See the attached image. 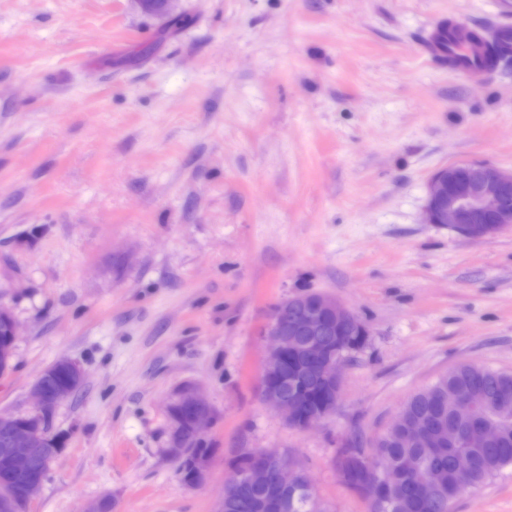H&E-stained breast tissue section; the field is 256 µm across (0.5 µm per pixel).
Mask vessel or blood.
I'll list each match as a JSON object with an SVG mask.
<instances>
[{
    "mask_svg": "<svg viewBox=\"0 0 512 512\" xmlns=\"http://www.w3.org/2000/svg\"><path fill=\"white\" fill-rule=\"evenodd\" d=\"M428 47L430 51L452 57L456 67L473 79L485 74L493 63L490 44L484 33L451 20L430 33Z\"/></svg>",
    "mask_w": 512,
    "mask_h": 512,
    "instance_id": "1",
    "label": "vessel or blood"
}]
</instances>
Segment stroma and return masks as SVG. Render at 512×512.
I'll return each mask as SVG.
<instances>
[{
  "mask_svg": "<svg viewBox=\"0 0 512 512\" xmlns=\"http://www.w3.org/2000/svg\"><path fill=\"white\" fill-rule=\"evenodd\" d=\"M502 0H0V306L19 326L0 412L59 358L85 381L30 512H218L228 460L281 448L333 512H368L337 451L462 363L512 372V230L425 221L440 167L512 171V69L424 55ZM335 297L366 325L335 412L261 400L273 306ZM209 403L205 484L168 457L167 406ZM453 512H512V468Z\"/></svg>",
  "mask_w": 512,
  "mask_h": 512,
  "instance_id": "35a3bbf8",
  "label": "stroma"
}]
</instances>
